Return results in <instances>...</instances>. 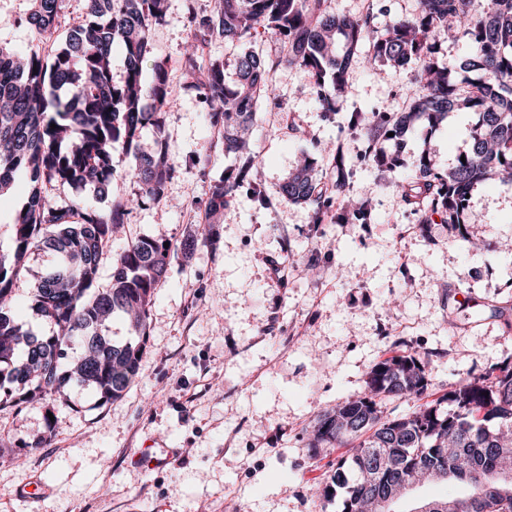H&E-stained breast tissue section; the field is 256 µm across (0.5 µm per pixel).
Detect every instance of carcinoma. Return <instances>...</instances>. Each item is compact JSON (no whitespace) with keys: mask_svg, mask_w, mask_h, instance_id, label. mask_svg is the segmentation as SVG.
<instances>
[{"mask_svg":"<svg viewBox=\"0 0 512 512\" xmlns=\"http://www.w3.org/2000/svg\"><path fill=\"white\" fill-rule=\"evenodd\" d=\"M216 2L208 15L190 13L195 43L185 51L191 86L202 89L208 121L222 130L224 153L235 160L211 186L208 218H217L244 186L256 204L269 200L257 176L259 155L244 132L260 104L277 98L275 72L305 69L322 111L333 114L346 93L351 59L365 40L372 65L403 68L420 62L408 111L389 116L355 110L349 116V128L367 138L364 161L370 170L396 166L382 143L398 141L418 121L431 128L451 112L478 113L465 161L439 173L424 154L414 162L415 176L397 184L421 223L439 210L448 223L466 224L471 189L512 173V0H485L478 10L472 9L473 0H423L419 15L398 19L383 32L376 30L373 13H331L326 0ZM62 3L33 0L27 22L40 34H53ZM165 14L166 0H86L82 23L52 56H22L0 47V146H6L0 153V197L20 172L31 183L12 223V251L0 253V385L12 386L19 408L38 405L52 414L48 400L70 384L92 387L106 403L120 398L139 373L154 290L167 276L173 247L147 235L128 242L105 287L99 284V264L129 208L163 197L177 172L162 122L172 95L165 62H153L150 83L143 78L151 28ZM260 27L287 38L285 55L270 63L242 52L233 85L225 82L220 61L199 62V46L209 40L244 43ZM449 33L470 44L461 64L471 74L467 91L439 56ZM115 48L125 64L118 82L112 76ZM148 129L154 140L146 149L142 140ZM120 156L135 160L132 176L141 186L135 200L116 199L104 211L88 208L79 194L62 206L53 201L52 191L60 186L89 188L107 198ZM277 193L308 206L313 223L325 219L329 188L318 180L313 162L292 172ZM370 211L369 201L359 200L337 212L336 221L362 220ZM36 250L56 258L32 296L36 314L56 327L49 335L18 322L5 305ZM117 314L129 315L134 331L120 344L108 335ZM76 348L77 355L69 356ZM428 386L419 359L392 356L367 373L364 395L325 412L313 426L309 447L350 449L321 492L326 499L340 498L341 512H371L377 496L406 483L421 485L436 471L451 473L449 481L466 491L434 500L435 512H512V362L496 363L426 405L384 414L386 402L419 400Z\"/></svg>","mask_w":512,"mask_h":512,"instance_id":"1","label":"carcinoma"}]
</instances>
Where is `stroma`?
<instances>
[{
	"mask_svg": "<svg viewBox=\"0 0 512 512\" xmlns=\"http://www.w3.org/2000/svg\"><path fill=\"white\" fill-rule=\"evenodd\" d=\"M213 6L168 0L152 31V55L167 61L173 89L164 119L178 173L162 199L130 209L101 256L105 284L127 240L147 234L177 246L155 289L139 375L104 404L91 388L67 387L51 428L41 409L0 404V512H196L200 504L205 512H339L316 492L339 451L308 448V434L325 411L364 393L371 366L403 352L433 361L437 398L512 354V254L499 248L512 239V181L475 186L473 222L461 231L439 213L419 223L395 187L422 152L439 172L454 166L470 149L475 114L420 125L407 135L399 167L381 178L360 158L362 133L346 129L355 108L404 111L412 68L355 61L342 109L329 118L306 93V71L278 70L279 98L256 112L252 132L273 197L258 207L239 193L209 241L198 242L210 185L233 163L185 78L188 13ZM327 6L342 15L374 11L382 30L417 13L421 0ZM31 9V0H0V46L49 56L81 22L85 0H64L46 39L28 25ZM245 49L273 60L288 44L264 34L243 45L217 39L203 56L222 60L230 82ZM314 136L332 147L316 158L323 184L332 181L333 154L342 155L351 198L371 202L370 223L315 224L306 207L276 196ZM52 263L49 253H32L29 274L14 285V317L47 334L31 295L34 272ZM47 429L50 445L30 449ZM142 456L152 465L139 464Z\"/></svg>",
	"mask_w": 512,
	"mask_h": 512,
	"instance_id": "35a3bbf8",
	"label": "stroma"
}]
</instances>
